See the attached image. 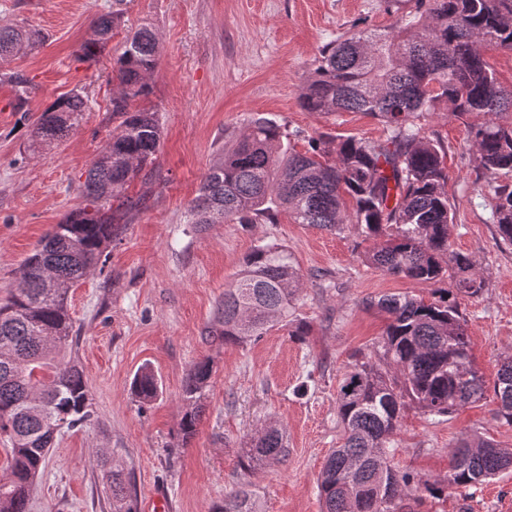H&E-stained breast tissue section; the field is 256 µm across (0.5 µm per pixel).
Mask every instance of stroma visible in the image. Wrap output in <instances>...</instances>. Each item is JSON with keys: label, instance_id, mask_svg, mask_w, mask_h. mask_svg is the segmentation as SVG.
Returning <instances> with one entry per match:
<instances>
[{"label": "stroma", "instance_id": "stroma-1", "mask_svg": "<svg viewBox=\"0 0 512 512\" xmlns=\"http://www.w3.org/2000/svg\"><path fill=\"white\" fill-rule=\"evenodd\" d=\"M112 0H0V26L25 23L47 42L17 56L12 67L38 86L27 111L13 107L0 84V298L18 284L39 239L71 210L84 206L87 172L116 125L112 58L127 28L151 23L161 52L151 92L139 100L157 111L160 148L150 181L134 180L135 201L116 217L122 232L102 270L68 293L79 337L77 356L95 419L62 434L31 491V512H112L97 453L132 469L137 512H211L224 493L249 482L263 512H323L317 481L340 445L336 389L352 355L375 350L389 316L365 307L370 297H430L432 284L391 275L362 260L371 247L354 226L330 232L279 216L274 224H192L189 205L210 166L257 116L275 118L307 137L327 132L371 141L386 138L378 118L363 112L304 111L300 88L320 49L354 27L383 29L393 15L384 0H133L98 61L78 56L93 21ZM89 110L66 138L38 149L30 133L40 114L73 88ZM476 117L438 109L419 120L422 136L443 147L448 167L449 243L468 255L484 282L481 296L460 297L475 366L494 383L512 356V246L499 244L480 188L486 180L472 150ZM288 248L302 276L297 315L305 340L277 325L246 345L212 340L216 306L257 241ZM210 359L204 412L182 443L183 382L193 364ZM161 392L148 404L131 392L141 367ZM486 390L479 402L434 419L405 401L391 437L400 470L434 480L447 475L449 453L462 434L512 446V426L497 417ZM277 425L288 442L284 461L255 473L241 465L249 436ZM414 512H512V472L434 499L408 492Z\"/></svg>", "mask_w": 512, "mask_h": 512}]
</instances>
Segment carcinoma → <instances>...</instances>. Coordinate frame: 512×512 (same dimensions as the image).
Instances as JSON below:
<instances>
[{
    "label": "carcinoma",
    "instance_id": "carcinoma-1",
    "mask_svg": "<svg viewBox=\"0 0 512 512\" xmlns=\"http://www.w3.org/2000/svg\"><path fill=\"white\" fill-rule=\"evenodd\" d=\"M385 0L395 16L386 29H360L320 50L299 98L308 112H366L378 118L386 140L354 136L336 140L322 133L298 152L290 133L273 118L251 119L231 149L205 175L189 208L190 224H272L282 212L295 224L341 231L353 224L380 240L363 261L383 272L436 284L453 272L455 288H437L426 301L409 295L367 298L363 304L390 315L374 357L346 367L336 390L343 443L332 449L318 491L324 512H403V491L416 484L438 498L450 489L474 487L512 469V448L477 435L461 437L445 478L433 481L391 466L390 437L408 397L429 415L447 417L484 395L485 381L469 354L466 320L457 294L477 297L484 288L472 260L450 249L448 173L443 148L420 135L417 120L442 107L460 116L512 112V93L471 38L512 50V0ZM131 0L112 5L93 24L80 57L96 59L124 22ZM44 40L30 26L0 27V82L11 86L14 109L24 110L38 87L10 67L21 53ZM160 53L158 34L142 26L129 34L112 59L118 83L112 136L88 170L82 194L89 206L68 213L41 238L24 261L15 291L0 302V434L9 437L10 477L0 481V512H30V491L48 464L50 449L64 432L91 424L93 410L82 368L74 357L76 337L69 313V287L102 264L118 236L113 203L130 207L129 183L155 159L160 141L158 113L132 108L151 91L149 80ZM87 109L74 90L45 109L32 140L66 137ZM478 167L487 175L486 194L501 242L512 245V126H471ZM353 212L343 207V196ZM300 276L282 245L260 243L243 260L237 279L224 289L208 335L245 344L288 321L296 312ZM212 372L196 362L183 389L182 441L190 439L202 413L201 399ZM143 403L160 390L149 367L131 384ZM494 394L499 417L512 425V358L497 372ZM288 456L284 434L267 427L250 439L242 466L249 472ZM107 478L112 512H136L131 478L120 465L96 457ZM214 512H262L249 485L224 493Z\"/></svg>",
    "mask_w": 512,
    "mask_h": 512
}]
</instances>
